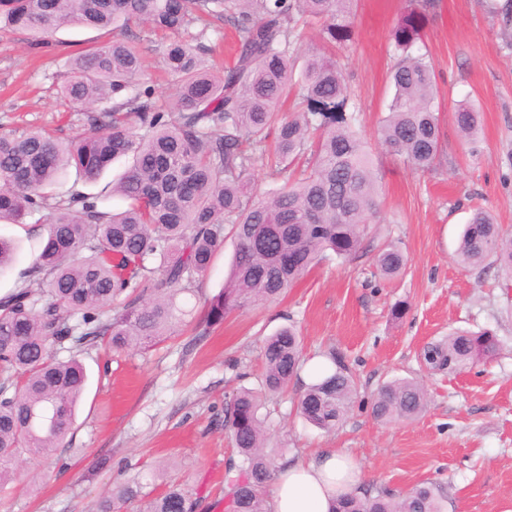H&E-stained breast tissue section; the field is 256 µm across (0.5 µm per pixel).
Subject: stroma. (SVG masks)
<instances>
[{"label": "stroma", "mask_w": 512, "mask_h": 512, "mask_svg": "<svg viewBox=\"0 0 512 512\" xmlns=\"http://www.w3.org/2000/svg\"><path fill=\"white\" fill-rule=\"evenodd\" d=\"M406 0H357L353 38L336 49L360 109L361 134L382 175L379 209L357 254L323 260L279 301L233 311L223 324L202 323L205 305L224 287L235 250L226 239L206 275L181 294L188 309L175 336L146 351L81 355L88 382L66 447L38 464L20 461L0 512H90L109 487L133 479L156 496L168 485L194 489L204 503L224 497V476L238 456L224 427L242 388H258L261 346L293 324L306 363L342 357L358 398L329 431L296 413L311 375L295 380L271 404L275 466L336 449L357 460L361 487L408 492L423 482L444 493L445 512H512V285L494 263L462 266L459 236L473 211H489L512 234V22L491 15L484 0H436L422 19V41L435 67L441 150L433 170L410 168L378 139L392 97L395 62L390 33ZM136 43L158 105L174 82L161 68L169 38L139 28ZM106 31L58 30L34 44L21 30L0 28V126L42 129L60 140L80 133L74 107L59 93L65 63ZM467 100L482 114L478 139L463 142L453 113ZM42 224H0L17 254L0 276V296L22 281L39 247ZM398 243L409 262L399 278L376 268L384 241ZM405 303L393 317L396 303ZM488 331L496 355L461 373L426 372L421 353L456 332ZM421 379L425 413L412 421L377 422L370 410L386 381ZM107 467H100V460Z\"/></svg>", "instance_id": "stroma-1"}]
</instances>
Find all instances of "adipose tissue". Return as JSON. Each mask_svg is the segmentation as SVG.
<instances>
[{
	"mask_svg": "<svg viewBox=\"0 0 512 512\" xmlns=\"http://www.w3.org/2000/svg\"><path fill=\"white\" fill-rule=\"evenodd\" d=\"M358 480L354 461L334 450L290 463L273 490L274 512H332L337 498L353 490Z\"/></svg>",
	"mask_w": 512,
	"mask_h": 512,
	"instance_id": "1",
	"label": "adipose tissue"
}]
</instances>
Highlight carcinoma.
<instances>
[{"label": "carcinoma", "mask_w": 512, "mask_h": 512, "mask_svg": "<svg viewBox=\"0 0 512 512\" xmlns=\"http://www.w3.org/2000/svg\"><path fill=\"white\" fill-rule=\"evenodd\" d=\"M435 0H410L392 31L399 53L395 92L381 119V142L414 170L432 169L439 154L440 118L435 70L424 53L421 20ZM354 0H0V24L45 37L66 26L113 30L112 39L66 62L62 97L80 106L85 132L60 141L41 131L0 134V222L23 224L48 211L39 253L23 272L26 284L0 297V491L21 459L39 461L64 445L75 422L87 370L77 353L104 343L116 352L147 349L175 335L186 311L177 296L189 292L210 268L232 233L236 250L224 289L207 302L203 321L221 324L237 308L281 297L327 252L347 260L362 244L375 215L379 173L357 130L358 112L328 126L320 112L283 113L298 60L305 97L345 104L350 88L333 54L299 56L301 30L344 45L353 34ZM234 29L232 63L216 74L203 59L209 20ZM189 40L177 38L193 23ZM134 26L169 32L163 62L176 91L158 108L142 59L127 39ZM480 112L469 103L455 112L467 139L478 132ZM129 156V169L108 191L127 202L121 212L103 206L100 193H49L75 171L94 183L112 160ZM266 161L277 184L257 196L254 166ZM16 247L0 237V274ZM457 257L464 266L494 258L512 276V236L491 214L473 212ZM407 258L388 242L377 257L380 275L393 279ZM39 286L35 294L29 283ZM124 297L123 306L112 301ZM71 356H53L49 342ZM497 339L488 331L454 333L428 346L433 371L466 369L492 357ZM258 391L236 393L224 426L240 456L224 480L226 512H273L266 488L272 479L264 397L284 391L301 368V340L284 327L262 347ZM304 389L299 415L329 431L353 407L357 384L342 359ZM428 406L414 378L387 381L371 405L381 422L413 419ZM139 502V512H195L192 491L172 484L158 496L143 494L138 480L112 487L92 512H119ZM334 512H444L429 482L400 495L367 489L340 497Z\"/></svg>", "instance_id": "1"}]
</instances>
